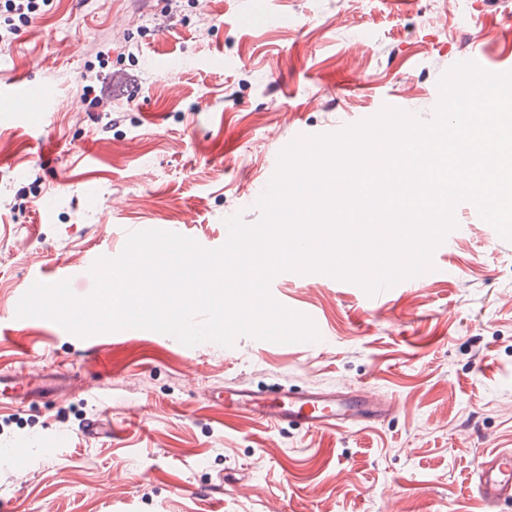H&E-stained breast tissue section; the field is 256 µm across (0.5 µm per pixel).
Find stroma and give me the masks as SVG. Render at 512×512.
<instances>
[{"label": "stroma", "instance_id": "stroma-1", "mask_svg": "<svg viewBox=\"0 0 512 512\" xmlns=\"http://www.w3.org/2000/svg\"><path fill=\"white\" fill-rule=\"evenodd\" d=\"M259 6L277 28H244ZM512 68V0H52L0 45V64L51 92L30 127L0 123V370L74 375L57 402L0 406V512H489L481 457L512 448V241L467 201L434 269L376 302L357 284L293 271L272 298L315 314L324 343L238 338L182 348L131 329L109 341L112 399L87 393L88 339L20 318L38 279L94 289L99 257L130 228L161 224L206 249L255 203L280 146L376 115L387 103L431 122L437 83L476 47ZM110 84L113 121L82 97ZM363 388L397 409L379 423L305 431L225 426L210 390ZM99 419L95 444L82 434ZM68 441L53 455L41 439Z\"/></svg>", "mask_w": 512, "mask_h": 512}]
</instances>
